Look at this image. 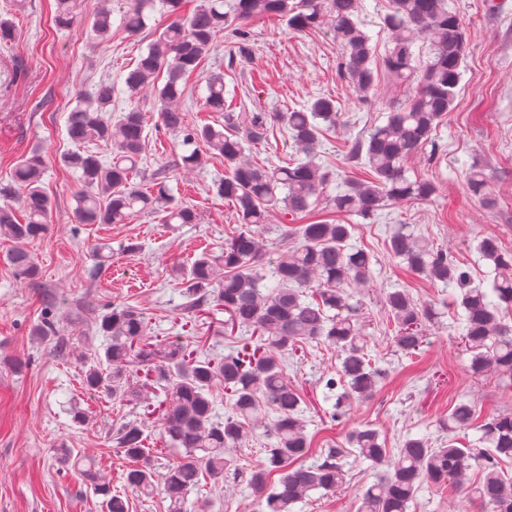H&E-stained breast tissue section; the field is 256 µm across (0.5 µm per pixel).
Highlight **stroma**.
Returning a JSON list of instances; mask_svg holds the SVG:
<instances>
[{
  "label": "stroma",
  "instance_id": "1",
  "mask_svg": "<svg viewBox=\"0 0 512 512\" xmlns=\"http://www.w3.org/2000/svg\"><path fill=\"white\" fill-rule=\"evenodd\" d=\"M80 2L84 18L101 5L109 6V42L96 43L79 28H58L55 0H0V15L13 19L16 28L15 40L0 42V179L9 176L18 157L42 149V183L52 202L48 233L27 245L40 267L36 281L22 279L6 262L11 244L0 237V512H102L100 496L74 471L58 469L55 459L65 451L92 458L113 488L122 489L129 462L117 452L111 435L127 422L148 423L146 445L157 474L178 460L179 450L167 446L156 432V395L135 407L121 406L90 395L82 384L78 356L102 344L95 320L104 305L140 309L157 343L179 342L224 354L234 342L224 333L222 309H185L175 275L202 251L223 248L236 227L231 202L213 188L225 174L224 162L212 158L201 168L184 171L178 163L180 139L158 128L152 96L129 99L124 86L127 68L171 17L156 0L146 29L133 35L120 23L130 0ZM491 2L452 0L466 24L459 93L437 132L443 146L440 155L431 160L420 154L406 164L409 175L434 183V195L390 204L352 232L353 246L373 256V280L362 293L364 344L385 370L380 390L334 420L325 411L323 386L339 366L335 350L307 346L285 362V376L305 401L312 453L343 443L348 431L364 422L379 431L393 456L410 434H425L432 444H440L446 435L438 421L459 399L471 401L482 420L512 411V379L495 373L476 377L467 371L460 340L462 310L452 291L414 275L386 250L394 230L412 225L416 235L447 249L467 266L475 282L487 284L490 267L475 250L477 238L493 235L512 249V0H504L498 9ZM248 29L251 51L246 58L235 59L236 40L227 30L198 68L185 75L180 106L187 121L223 122V115L203 107L206 78L214 72L223 73L225 98L242 128L251 113L285 112L329 96L336 99L340 118L317 150L319 164L334 174L326 193L335 195L344 180L368 177L366 168L349 162L347 151L352 140L378 123L386 103L405 99L406 87L379 71L373 102L362 103L340 72L345 48L329 28L293 31L278 19L258 17ZM102 79L111 80L114 87L113 114L133 104L145 119L143 160L133 182L148 187L153 173L164 172L173 201L193 206L197 223L167 224L158 213L141 214L123 224L73 223L74 198L84 184L60 162L63 154L76 149L66 133V118L78 96ZM474 164L492 176L495 207L480 205L465 190L466 173ZM100 243L112 248L111 262L101 268L93 256ZM392 288L407 289L415 301L436 304L441 312L427 325L419 354L408 356L393 346L383 307L384 294ZM45 318L54 322V334L35 335ZM59 336L68 342L64 358L54 352ZM77 408L85 411V423L74 422ZM373 481L369 466H352L345 489L312 492L302 512H356L361 490ZM188 499L207 503L208 512H257L255 496L242 476L191 492ZM410 512L485 510L446 485L421 489Z\"/></svg>",
  "mask_w": 512,
  "mask_h": 512
}]
</instances>
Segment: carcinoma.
Instances as JSON below:
<instances>
[{"instance_id": "carcinoma-1", "label": "carcinoma", "mask_w": 512, "mask_h": 512, "mask_svg": "<svg viewBox=\"0 0 512 512\" xmlns=\"http://www.w3.org/2000/svg\"><path fill=\"white\" fill-rule=\"evenodd\" d=\"M154 0H132L123 16L125 28L137 34L146 28V10ZM183 0H163L175 17L140 54L124 79L131 98L154 96L159 126L182 138L185 152L180 165L193 170L207 156L224 158L227 174L216 184L217 194L230 201L240 227L224 240V249L203 252L190 267L176 270L188 299L198 310L212 302L224 308L225 324L250 333L245 342L221 358L201 356L181 344L161 346L148 336L144 313L132 306H114L97 318L105 336L103 355L93 361L80 358L85 388L122 406L141 398L134 381L138 368L164 393L159 401V435L181 458L169 465L156 483L148 463L145 430L138 422L120 425L113 432L115 447L133 463L124 473L125 485L140 497L160 493L169 501L168 512H191L188 495L201 478L219 483L231 474L232 452L254 430L264 427V456L249 472L248 484L258 512H294L293 506L309 492L326 493L347 484V458L382 468L377 480L360 495L358 512H409L423 485H454L486 512H512V477L500 469L502 459L512 460V412H499L476 426L478 446L460 448L451 434L473 426L475 409L460 400L439 428L450 435L434 448L425 437H406L391 459L370 424H361L346 435L353 448H326L309 458L311 439L302 419L304 408L297 390L284 375V357L305 345L327 344L336 348L340 367L326 380L325 400L332 402L330 417L345 415L354 403L370 400L384 378L361 340L362 302L355 288L373 277L370 255L349 244L353 225L301 224L288 232L287 249L272 257L263 233L269 212L279 211L295 221L314 207L327 188L331 174L315 162L322 132L336 125V100L318 97L300 110L254 112L249 125L238 129L233 113L226 111L224 74L207 78L204 107L224 113V123L191 126L178 100L183 95V76L197 68L214 48L217 35L226 28L238 39L239 53L246 50L249 31L244 25L254 17L274 16L296 31L330 26L346 47L341 73L360 98L368 102L377 86L371 37L364 30L361 0H234L224 10V0H200L194 11L181 14ZM384 26L391 32L383 66L410 94L402 102L385 107L384 124L365 139L354 140L349 160L370 170V177L349 179L331 198L336 212L368 219L391 201L421 200L435 192L433 183L411 179L405 162L441 151L437 128L457 98L465 58L463 18L449 0H386ZM79 16V0H55V24L72 27ZM96 39L105 42L112 33V12L106 8L91 18ZM166 80L158 84L161 73ZM112 83L102 80L81 98L67 115L66 132L78 146L103 142L112 146V162L106 164L90 151H75L61 158L68 168L81 172L87 190L75 198L76 224H122L138 213H164L166 224H195L197 213L186 204H174L166 181L152 177L149 189L131 180L142 160L146 134L142 112L132 107L110 120ZM288 131L297 152L305 155L284 165H253L243 159L245 144L263 139L273 123ZM44 159L35 149L14 165L9 180H0V237L14 243L7 262L29 281L39 269L26 245L47 230L52 209L42 187ZM489 175L473 167L466 178L470 194L483 206H496L488 191ZM25 213L17 220L12 203ZM388 253L416 275L460 290L457 298L463 315V352L474 374L493 370L512 377V325L505 313L512 311V250L495 236L477 239L476 251L492 266L491 287L474 282L470 273L444 249H435L402 226L387 242ZM384 307L393 324V343L404 354L419 350L426 324L438 318L436 307L416 302L405 289L384 295ZM224 386L226 412L219 415L212 395ZM63 467L78 470L85 484L104 497L107 512H128L126 500L112 493L92 459L59 458ZM478 479L466 482L468 472ZM278 479L271 482V474Z\"/></svg>"}]
</instances>
